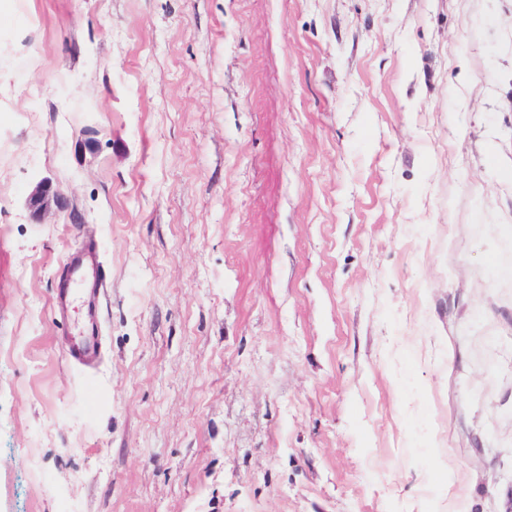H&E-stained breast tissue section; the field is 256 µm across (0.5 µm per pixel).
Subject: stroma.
Listing matches in <instances>:
<instances>
[{"instance_id": "35a3bbf8", "label": "stroma", "mask_w": 512, "mask_h": 512, "mask_svg": "<svg viewBox=\"0 0 512 512\" xmlns=\"http://www.w3.org/2000/svg\"><path fill=\"white\" fill-rule=\"evenodd\" d=\"M0 512H512V0H0ZM93 279L101 292L106 286V272L97 249L88 246L81 254L72 257L58 272L54 288L53 307L57 320L62 325L63 335L68 336L67 361L75 367L92 369L101 358V342L95 312L88 308L82 327L73 332L69 326L70 312L74 302L82 293L80 288L88 279Z\"/></svg>"}]
</instances>
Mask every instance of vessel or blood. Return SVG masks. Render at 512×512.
Returning <instances> with one entry per match:
<instances>
[{
  "mask_svg": "<svg viewBox=\"0 0 512 512\" xmlns=\"http://www.w3.org/2000/svg\"><path fill=\"white\" fill-rule=\"evenodd\" d=\"M94 280L98 287H105L106 272L95 247H87L72 257L58 272L53 294L55 316L61 325H68L70 312L81 288L87 280ZM101 358L99 328L94 312H87L82 327L68 334L66 359L82 369L96 367Z\"/></svg>",
  "mask_w": 512,
  "mask_h": 512,
  "instance_id": "b4317fda",
  "label": "vessel or blood"
}]
</instances>
